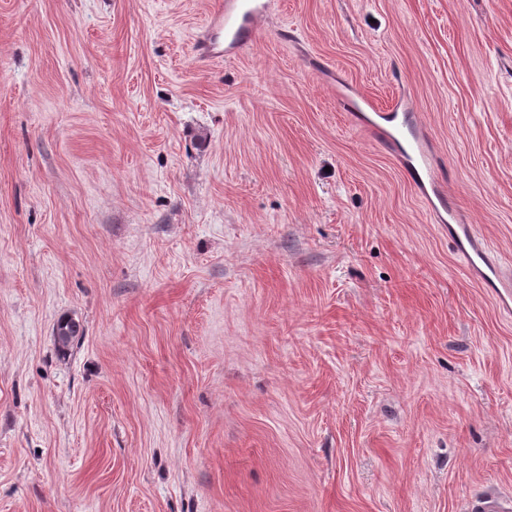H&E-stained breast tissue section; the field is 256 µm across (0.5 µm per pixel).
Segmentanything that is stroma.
I'll list each match as a JSON object with an SVG mask.
<instances>
[{
    "instance_id": "obj_1",
    "label": "stroma",
    "mask_w": 512,
    "mask_h": 512,
    "mask_svg": "<svg viewBox=\"0 0 512 512\" xmlns=\"http://www.w3.org/2000/svg\"><path fill=\"white\" fill-rule=\"evenodd\" d=\"M213 2L0 0V512L512 502V0ZM268 0H218L203 26L196 52L207 61L233 58L254 42L255 24ZM389 122L393 129L392 131H388L387 134L389 142L398 151H400L398 147V137L404 139L409 144L411 153L406 151V171L415 184H424L425 178L431 179L434 173L424 152L422 146L423 137L420 131H413L404 120L398 124L395 116L391 117ZM459 231H461L463 237L469 243L471 252L464 246ZM448 235L459 244L461 248V253L463 254L466 261V266L474 267L476 265V259L480 260L486 265L490 273H485L486 277L489 279H492V277L500 278L506 287L504 291L507 293L508 296L511 295L510 288H512V274L510 273V270L509 273L506 275L501 268L497 267L495 264L489 261L483 248L481 246H476L474 244L470 232L468 231L465 224H448ZM55 343L59 351L67 350L77 339L84 336V328L82 323L71 316L61 317L53 330ZM57 336H68L65 341H61Z\"/></svg>"
}]
</instances>
